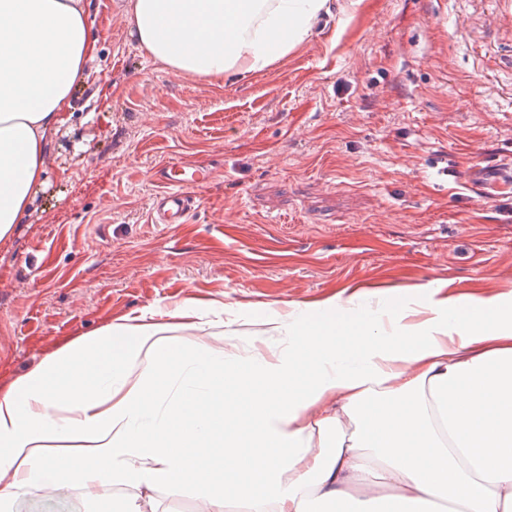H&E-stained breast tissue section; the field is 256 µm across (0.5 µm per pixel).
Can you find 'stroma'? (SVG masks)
Wrapping results in <instances>:
<instances>
[{
  "mask_svg": "<svg viewBox=\"0 0 512 512\" xmlns=\"http://www.w3.org/2000/svg\"><path fill=\"white\" fill-rule=\"evenodd\" d=\"M265 72L178 76L132 38L129 0H86L97 52L48 137L29 214L0 241V382L111 320L224 304L217 343L284 349L272 317L337 295L378 311L413 286L512 291V32L497 0H333ZM215 169L185 224H156L154 173ZM134 489L64 486L11 512H120Z\"/></svg>",
  "mask_w": 512,
  "mask_h": 512,
  "instance_id": "1",
  "label": "stroma"
}]
</instances>
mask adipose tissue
I'll list each match as a JSON object with an SVG mask.
<instances>
[{
  "label": "adipose tissue",
  "instance_id": "ef3b65f1",
  "mask_svg": "<svg viewBox=\"0 0 512 512\" xmlns=\"http://www.w3.org/2000/svg\"><path fill=\"white\" fill-rule=\"evenodd\" d=\"M328 10L130 0L127 16L155 61L219 79L270 68ZM95 48L82 0H0V240L28 214L46 137ZM419 295L394 312L400 343L347 365L335 337L365 344L370 320L276 321L313 357L304 379L289 358L242 374L193 301L166 322L125 317L78 337L0 387V502L115 484L147 499L191 487L207 512H512V292ZM227 379L236 394L215 403Z\"/></svg>",
  "mask_w": 512,
  "mask_h": 512
}]
</instances>
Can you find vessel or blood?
I'll return each mask as SVG.
<instances>
[{
    "label": "vessel or blood",
    "instance_id": "obj_1",
    "mask_svg": "<svg viewBox=\"0 0 512 512\" xmlns=\"http://www.w3.org/2000/svg\"><path fill=\"white\" fill-rule=\"evenodd\" d=\"M156 179L164 189L154 199V222L183 224L195 208L197 189L211 183L213 172L201 164L172 161L157 171Z\"/></svg>",
    "mask_w": 512,
    "mask_h": 512
}]
</instances>
